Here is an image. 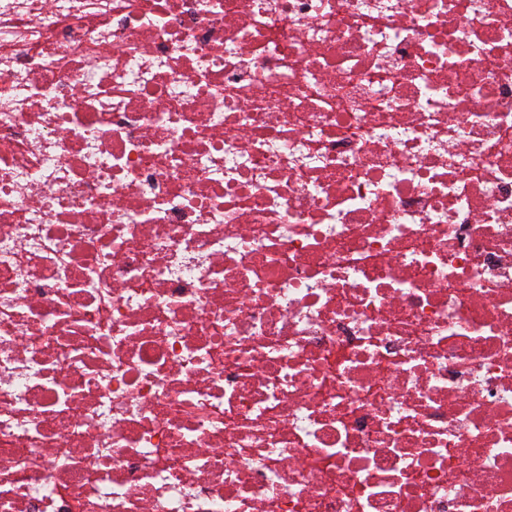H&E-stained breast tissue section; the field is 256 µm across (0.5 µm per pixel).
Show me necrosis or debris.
Returning <instances> with one entry per match:
<instances>
[{
  "label": "necrosis or debris",
  "mask_w": 512,
  "mask_h": 512,
  "mask_svg": "<svg viewBox=\"0 0 512 512\" xmlns=\"http://www.w3.org/2000/svg\"><path fill=\"white\" fill-rule=\"evenodd\" d=\"M0 512H512V0H0Z\"/></svg>",
  "instance_id": "obj_1"
}]
</instances>
